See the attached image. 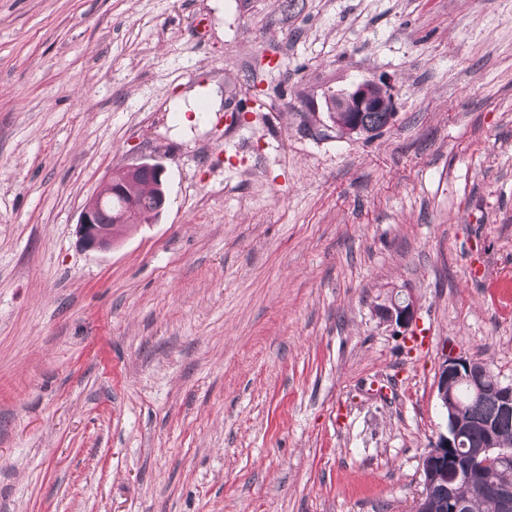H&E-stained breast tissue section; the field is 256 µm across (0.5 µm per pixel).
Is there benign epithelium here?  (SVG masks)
Masks as SVG:
<instances>
[{
  "mask_svg": "<svg viewBox=\"0 0 512 512\" xmlns=\"http://www.w3.org/2000/svg\"><path fill=\"white\" fill-rule=\"evenodd\" d=\"M367 112H386L394 119L390 90L383 80H367L336 98V126L344 134H367ZM107 191L97 192L85 203L77 223L80 245L88 250H107L123 231L124 224H141L155 218L160 210L142 211L141 204L127 201L122 210L112 212V180L105 182ZM385 319L407 329L415 317V302L409 295L397 294L381 309ZM435 388L441 409L446 412L447 430L432 441L422 463L423 486L448 476V459L463 460L464 475L478 488L491 493L502 512H512V448L502 445L497 427L491 420L478 419L464 427L458 421L466 406L488 397L498 400L504 411L512 412V383H505L476 356L448 353L440 366ZM482 433L479 447L469 446L468 429Z\"/></svg>",
  "mask_w": 512,
  "mask_h": 512,
  "instance_id": "7a95c632",
  "label": "benign epithelium"
}]
</instances>
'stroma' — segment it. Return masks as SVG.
Segmentation results:
<instances>
[{
	"instance_id": "1",
	"label": "stroma",
	"mask_w": 512,
	"mask_h": 512,
	"mask_svg": "<svg viewBox=\"0 0 512 512\" xmlns=\"http://www.w3.org/2000/svg\"><path fill=\"white\" fill-rule=\"evenodd\" d=\"M452 348L512 382V0H0V512H410ZM336 126L344 134H371L364 120L366 118L372 128L379 130L394 119L393 101L386 83L379 79L358 83L351 91L336 97ZM104 185L107 191L97 192L85 203L77 223L80 245L88 250H107L112 247L123 231L120 224H141L155 218L163 205L151 212H143L135 200L126 201L122 210L113 213L119 206L118 199L112 196V178ZM415 302L410 295L397 294L390 305L381 309L385 319L396 326L407 329L412 324L415 317Z\"/></svg>"
}]
</instances>
